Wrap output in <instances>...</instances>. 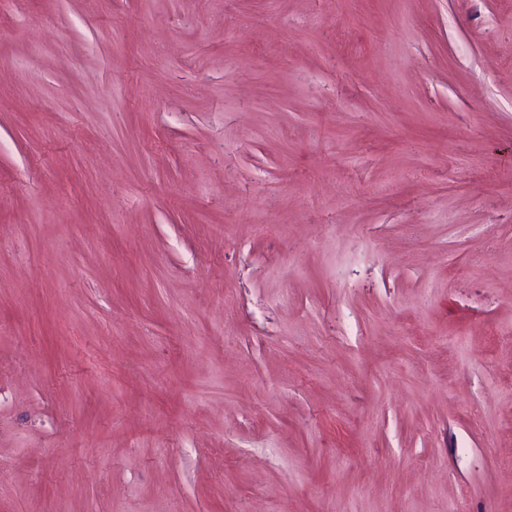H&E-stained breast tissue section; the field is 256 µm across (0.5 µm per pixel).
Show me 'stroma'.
Masks as SVG:
<instances>
[{"instance_id": "35a3bbf8", "label": "stroma", "mask_w": 512, "mask_h": 512, "mask_svg": "<svg viewBox=\"0 0 512 512\" xmlns=\"http://www.w3.org/2000/svg\"><path fill=\"white\" fill-rule=\"evenodd\" d=\"M0 512H512V0H0Z\"/></svg>"}]
</instances>
